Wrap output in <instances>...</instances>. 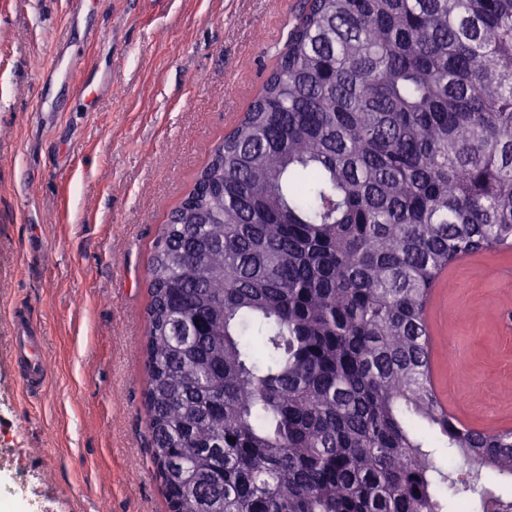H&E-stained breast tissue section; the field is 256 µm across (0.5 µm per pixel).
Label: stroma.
Listing matches in <instances>:
<instances>
[{
	"label": "stroma",
	"instance_id": "obj_1",
	"mask_svg": "<svg viewBox=\"0 0 512 512\" xmlns=\"http://www.w3.org/2000/svg\"><path fill=\"white\" fill-rule=\"evenodd\" d=\"M297 14L298 0H87L76 15L0 0V448L48 512H169L148 451L153 246ZM16 307L44 338L32 397L15 383ZM437 326L454 415L512 429V248L450 270Z\"/></svg>",
	"mask_w": 512,
	"mask_h": 512
}]
</instances>
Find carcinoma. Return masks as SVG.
I'll list each match as a JSON object with an SVG mask.
<instances>
[{"mask_svg":"<svg viewBox=\"0 0 512 512\" xmlns=\"http://www.w3.org/2000/svg\"><path fill=\"white\" fill-rule=\"evenodd\" d=\"M500 247L512 0H303L154 244L146 398L170 512H512L488 489L512 479V437L439 413L424 329L438 276Z\"/></svg>","mask_w":512,"mask_h":512,"instance_id":"carcinoma-1","label":"carcinoma"}]
</instances>
